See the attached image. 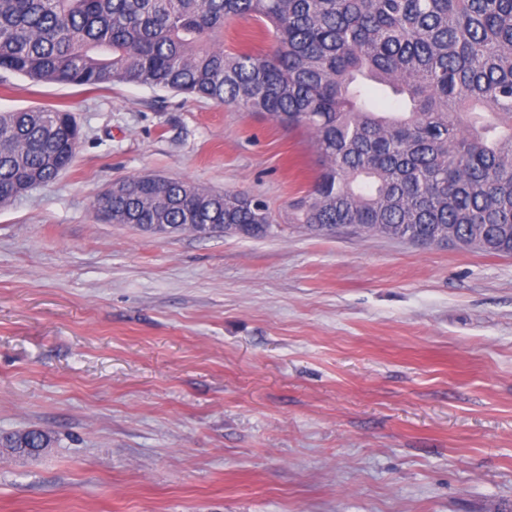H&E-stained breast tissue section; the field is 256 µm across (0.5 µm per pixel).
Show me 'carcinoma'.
<instances>
[{
  "label": "carcinoma",
  "instance_id": "cac0c4a2",
  "mask_svg": "<svg viewBox=\"0 0 512 512\" xmlns=\"http://www.w3.org/2000/svg\"><path fill=\"white\" fill-rule=\"evenodd\" d=\"M229 19L260 23L273 50L224 49ZM0 71L260 112L313 135L305 230L512 256V0H0ZM378 90L394 109H377ZM80 138L63 110L0 112V205L56 179ZM94 208L141 231L275 227L248 194L154 175L112 184ZM52 443L40 429L0 438L12 454Z\"/></svg>",
  "mask_w": 512,
  "mask_h": 512
}]
</instances>
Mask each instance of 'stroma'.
Here are the masks:
<instances>
[{
    "mask_svg": "<svg viewBox=\"0 0 512 512\" xmlns=\"http://www.w3.org/2000/svg\"><path fill=\"white\" fill-rule=\"evenodd\" d=\"M82 139L0 206V512H512V257L299 228L310 134L132 83L31 84ZM157 174L263 199L273 234L97 217ZM52 443L51 435L40 429L17 432L0 439L1 448L14 455L25 454V448H50Z\"/></svg>",
    "mask_w": 512,
    "mask_h": 512,
    "instance_id": "1",
    "label": "stroma"
}]
</instances>
